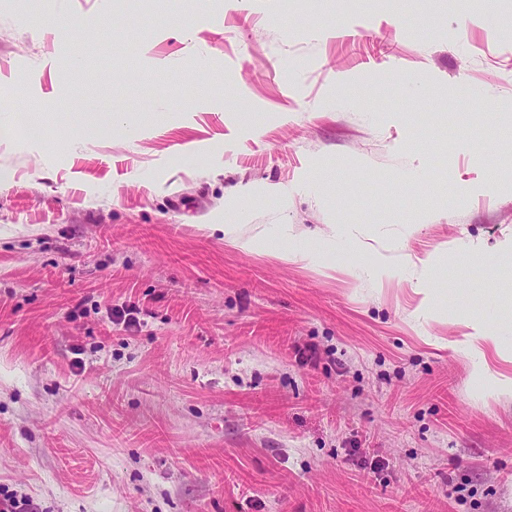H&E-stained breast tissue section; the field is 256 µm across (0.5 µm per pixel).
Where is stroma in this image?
I'll return each instance as SVG.
<instances>
[{
	"mask_svg": "<svg viewBox=\"0 0 512 512\" xmlns=\"http://www.w3.org/2000/svg\"><path fill=\"white\" fill-rule=\"evenodd\" d=\"M44 8L0 0V498L512 512V396L432 344L461 295L512 344V0ZM223 228L218 227L224 232V239L231 241L235 246L245 252H253L256 249L265 247L268 244V239L257 237H240L237 235L235 225L229 224L230 222L224 221Z\"/></svg>",
	"mask_w": 512,
	"mask_h": 512,
	"instance_id": "obj_1",
	"label": "stroma"
}]
</instances>
